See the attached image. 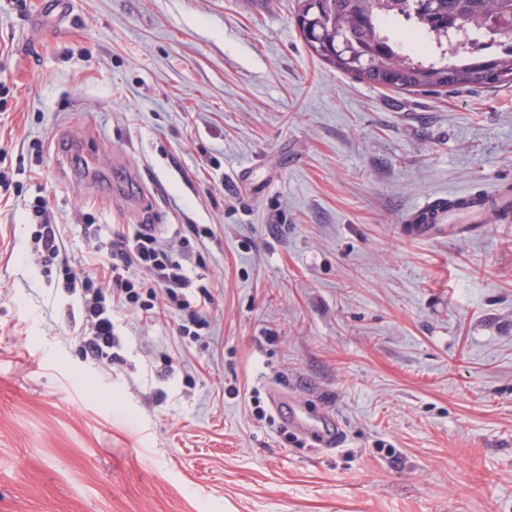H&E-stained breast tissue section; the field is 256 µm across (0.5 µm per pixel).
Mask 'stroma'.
Instances as JSON below:
<instances>
[{
	"label": "stroma",
	"mask_w": 512,
	"mask_h": 512,
	"mask_svg": "<svg viewBox=\"0 0 512 512\" xmlns=\"http://www.w3.org/2000/svg\"><path fill=\"white\" fill-rule=\"evenodd\" d=\"M0 0V512H512V223L411 234L512 183V88L397 92L313 58L296 0ZM77 144L69 157L57 142ZM68 257L189 225L213 305L165 300L85 357ZM334 417L292 433L273 390ZM273 404L277 413L288 422V426L296 429L301 435L314 438L321 449L342 447L345 436L342 428L333 419L330 418L331 423L320 420L313 424L295 403L288 402V398L279 393L273 395Z\"/></svg>",
	"instance_id": "stroma-1"
}]
</instances>
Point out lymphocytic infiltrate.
<instances>
[{
    "label": "lymphocytic infiltrate",
    "instance_id": "1",
    "mask_svg": "<svg viewBox=\"0 0 512 512\" xmlns=\"http://www.w3.org/2000/svg\"><path fill=\"white\" fill-rule=\"evenodd\" d=\"M38 228L32 238L34 250L45 271H57L68 293L79 294L88 326L81 341L92 359L111 360L115 344L114 315L122 309L153 310L157 297H165L178 311L179 335L206 325L205 313L212 295L203 274H189L184 257L193 252L189 238H182L180 254L166 250L151 227L140 224L114 232L112 238L96 239L95 253L104 255L101 269L75 270L63 252L65 244L42 198L33 205Z\"/></svg>",
    "mask_w": 512,
    "mask_h": 512
}]
</instances>
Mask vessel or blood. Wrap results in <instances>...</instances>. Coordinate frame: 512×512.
I'll use <instances>...</instances> for the list:
<instances>
[{"mask_svg": "<svg viewBox=\"0 0 512 512\" xmlns=\"http://www.w3.org/2000/svg\"><path fill=\"white\" fill-rule=\"evenodd\" d=\"M511 221L512 186L506 184L455 193L448 198H432L416 206L408 218L412 232L417 235L425 234L439 224L463 228L472 224ZM273 404L289 426L302 435L313 437L320 448L342 447L345 436L338 423H311L295 403L279 393L274 394Z\"/></svg>", "mask_w": 512, "mask_h": 512, "instance_id": "1", "label": "vessel or blood"}]
</instances>
